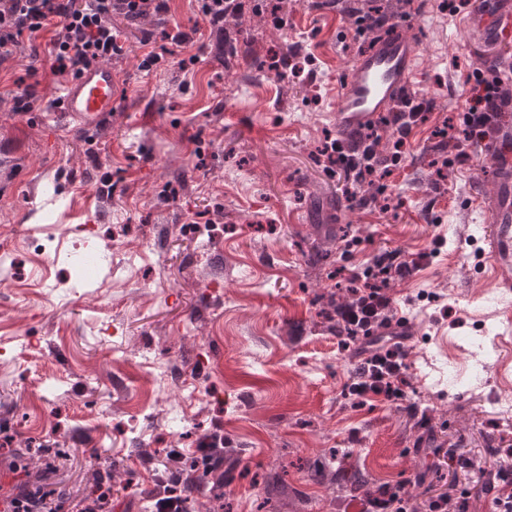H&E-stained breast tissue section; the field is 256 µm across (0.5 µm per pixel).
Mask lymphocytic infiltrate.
I'll return each mask as SVG.
<instances>
[{
  "label": "lymphocytic infiltrate",
  "mask_w": 512,
  "mask_h": 512,
  "mask_svg": "<svg viewBox=\"0 0 512 512\" xmlns=\"http://www.w3.org/2000/svg\"><path fill=\"white\" fill-rule=\"evenodd\" d=\"M169 0H0V65L20 48L37 53L36 38L51 32L49 60L57 75L77 76L91 62L108 61L122 54L121 32L114 18L136 21L149 16H164ZM482 92L464 118V140L481 143L487 134L492 114L500 112L505 100L504 82L480 79ZM433 110L431 100L402 97L384 123L390 126L396 152L383 156L376 127H369L360 142L351 149L340 144L325 147L326 164L351 175V198L363 197L368 182L386 177L401 159L413 127L425 122ZM417 263L402 257L400 251L378 254L364 270H352V296L334 309L339 335L361 338L356 352L352 394L384 401L402 397L409 365L404 350L405 337L390 333L391 300L384 289L388 283L412 274ZM11 512H112V495L72 498L45 484L23 480L7 494ZM356 512H461L452 492L428 498L424 502L404 493L402 485L378 486L375 493L355 498Z\"/></svg>",
  "instance_id": "f902f5d3"
}]
</instances>
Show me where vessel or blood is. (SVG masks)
Returning a JSON list of instances; mask_svg holds the SVG:
<instances>
[{"mask_svg":"<svg viewBox=\"0 0 512 512\" xmlns=\"http://www.w3.org/2000/svg\"><path fill=\"white\" fill-rule=\"evenodd\" d=\"M418 44L401 30L381 35L373 47L355 56L336 85L335 106L329 119L341 141H349L367 126L377 125L393 105L409 93L417 77ZM117 99V82L110 64L95 61L72 79L59 109L84 123L111 115ZM512 139V128L493 116L483 142L484 154L496 171L495 191L482 208L490 226L483 261L492 277L512 288V156L502 148Z\"/></svg>","mask_w":512,"mask_h":512,"instance_id":"obj_1","label":"vessel or blood"}]
</instances>
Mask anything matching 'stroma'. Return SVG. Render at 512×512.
Instances as JSON below:
<instances>
[{"label":"stroma","instance_id":"stroma-1","mask_svg":"<svg viewBox=\"0 0 512 512\" xmlns=\"http://www.w3.org/2000/svg\"><path fill=\"white\" fill-rule=\"evenodd\" d=\"M276 29L244 9L229 33L200 29L184 48L196 0H171L165 20H118L116 108L92 126L57 103L67 78L45 57L0 68V484L16 450L61 448L51 484L78 495L107 478L115 505L145 512L171 486L167 452L195 460L202 438L238 451L224 472L227 512H336L339 475L405 483L416 496L467 490L488 512L480 471L512 448V290L480 267L493 191L480 146L469 159L438 133L461 126L481 59L512 58L480 19L494 0H428L392 15L414 37L419 96L433 100L400 162L346 200L343 172L320 151L336 141L331 95L361 47L353 9L368 0H276ZM163 65L139 63L144 31ZM301 44L299 74L270 69ZM188 67H181V60ZM36 69L40 101L11 110L13 82ZM419 266L386 293L409 319L402 398L351 396L357 342L340 346L330 301L346 272L382 250ZM457 449L469 469L427 470L426 451ZM327 476L313 477L314 464Z\"/></svg>","mask_w":512,"mask_h":512}]
</instances>
